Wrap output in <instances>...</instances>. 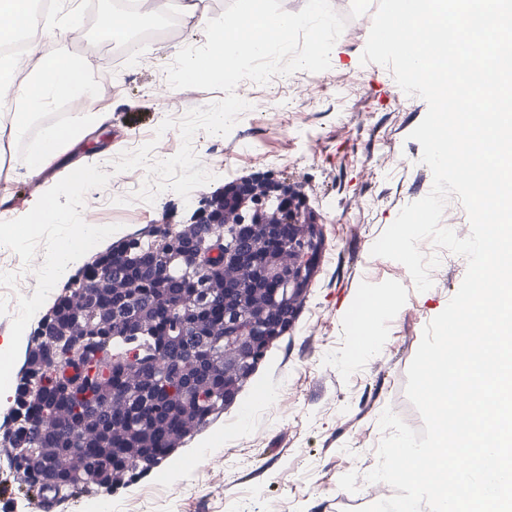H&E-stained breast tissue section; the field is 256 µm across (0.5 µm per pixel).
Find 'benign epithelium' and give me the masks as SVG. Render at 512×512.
I'll return each instance as SVG.
<instances>
[{
  "instance_id": "1",
  "label": "benign epithelium",
  "mask_w": 512,
  "mask_h": 512,
  "mask_svg": "<svg viewBox=\"0 0 512 512\" xmlns=\"http://www.w3.org/2000/svg\"><path fill=\"white\" fill-rule=\"evenodd\" d=\"M243 201L255 196L275 206L255 220L247 248L224 250V260L213 276L224 288L183 289L172 300L167 296L155 298L156 319L134 316L131 307L132 288L124 273L102 267L92 280L90 289L77 290L68 296L71 320L61 326L47 322L41 339L51 343L57 337L85 336L90 331L118 328L133 335H151L155 339V355L143 362L130 352L121 359L122 367L114 371L93 391L95 412L75 420L59 410L36 421L42 433L53 444L42 448H25L19 453L46 475L45 481H81L90 476L88 449L109 448L112 436L121 433L132 440L126 449L127 463L136 464L149 446L151 429L143 422L124 420L114 425L101 424L98 411H112L120 398L145 391L146 378H162L173 385L172 405L182 421V433L191 434L196 423L197 404L208 394L221 399L230 398L243 372V364L253 358L256 349L268 348L278 337L275 317L295 306L304 296L305 276L315 262V241L307 235L294 234L293 224L301 214L300 198L265 179L245 178L235 183ZM243 223L240 211L224 209V223L218 225V239ZM263 273L267 287L251 297L241 285L256 274ZM104 307L108 313L99 325L85 323L79 314L92 308ZM224 309V320H212L213 311ZM175 314L181 321V331H205L208 344L184 352L181 358L169 357L168 347L175 339L168 336L167 317ZM221 338V349L212 348L211 341Z\"/></svg>"
}]
</instances>
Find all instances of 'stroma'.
<instances>
[{"mask_svg":"<svg viewBox=\"0 0 512 512\" xmlns=\"http://www.w3.org/2000/svg\"><path fill=\"white\" fill-rule=\"evenodd\" d=\"M331 4L354 34L338 38L330 69L272 78L254 89L262 110L241 114L228 135L197 132L193 149L213 179L189 198L166 190L142 208L133 194L145 171L112 167L121 153L153 140L177 153L179 131L161 130V123L224 97L220 90L163 84L177 49L205 46L185 20L148 38L138 65L100 89L101 121L39 179L0 175V211L17 218L37 213L46 192L54 194L55 213L37 232L0 248V337L17 334L25 343L63 281L39 274L19 282L15 274L30 250L48 253L68 233L58 216L104 229L83 252L89 260L144 225L189 223L202 199L263 174L301 195L305 218L324 239L288 331L214 422L146 474L94 496L28 491L0 464V512H347L349 502L376 489L365 476L378 462L383 411L422 428L405 396L407 369L424 327L458 291L467 260L420 242L422 253L438 255L440 264L430 273L432 287L419 292L403 264L372 255L400 210L432 188V171L410 138L427 104L405 94L389 68L362 63L372 13L353 18L351 0ZM73 44L85 48L92 68L113 71L116 43L93 18L45 48L63 53ZM83 166L94 168V184L72 187L71 171ZM374 297L383 305L362 325L365 302Z\"/></svg>","mask_w":512,"mask_h":512,"instance_id":"obj_1","label":"stroma"}]
</instances>
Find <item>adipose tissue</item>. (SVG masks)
I'll return each mask as SVG.
<instances>
[{
    "mask_svg": "<svg viewBox=\"0 0 512 512\" xmlns=\"http://www.w3.org/2000/svg\"><path fill=\"white\" fill-rule=\"evenodd\" d=\"M185 18L193 21L196 30L206 38L209 51L205 54L180 51L179 83L195 86L212 81L224 66L237 65L247 57L267 54L273 44L286 43L289 33L304 25V18L284 13L255 12L252 0H239V16L246 20L252 32L241 36L237 27L216 32L206 15L198 9L197 0H181ZM76 10L74 0H53L49 10H32L31 0H0V41L18 32L31 35L30 52L35 64L26 80L15 83L6 63H0V114L9 119L8 134L12 140L25 137L32 124L52 107L60 105L74 94L86 96V109L64 124L44 126L36 145L19 156L17 162L24 177L38 178L63 153L82 140L95 125L100 114L96 109L97 95L88 83L83 65L65 55L43 49V43L61 29L73 28ZM99 234L96 225L82 227L81 237L56 247L45 259V275L55 279L74 267L88 241Z\"/></svg>",
    "mask_w": 512,
    "mask_h": 512,
    "instance_id": "1",
    "label": "adipose tissue"
}]
</instances>
